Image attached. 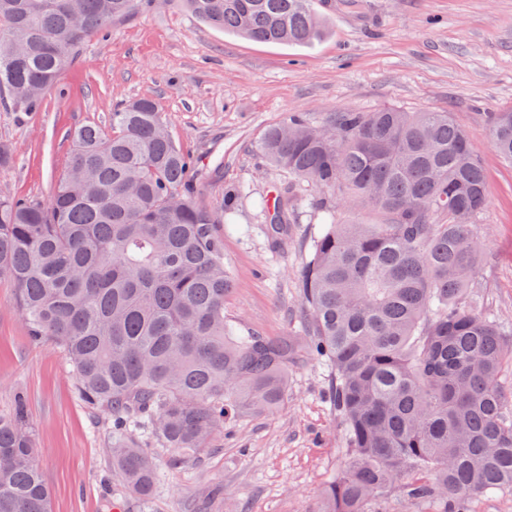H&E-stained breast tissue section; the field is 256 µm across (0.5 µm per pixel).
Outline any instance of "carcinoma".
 Listing matches in <instances>:
<instances>
[{"mask_svg": "<svg viewBox=\"0 0 512 512\" xmlns=\"http://www.w3.org/2000/svg\"><path fill=\"white\" fill-rule=\"evenodd\" d=\"M205 23L258 42L310 45L318 0H180ZM158 0H0V104L35 112L93 34ZM512 166V111L483 112ZM47 202L0 196V275L36 341L69 357L79 397L112 430V471L150 498V448L184 464L241 415L279 410L288 365L315 356L334 379L344 463L318 512H374L398 490L441 512L512 489V324L482 308L473 275L487 204L476 147L449 112L293 113L260 149L292 182L277 192L272 247L317 206L298 291L300 332L262 336L224 317V202L199 198L191 159L152 98L112 112V130L73 131ZM306 181L324 192L296 193ZM379 216L338 224L329 194ZM23 406L0 415V512H50Z\"/></svg>", "mask_w": 512, "mask_h": 512, "instance_id": "obj_1", "label": "carcinoma"}]
</instances>
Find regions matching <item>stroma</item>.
Wrapping results in <instances>:
<instances>
[{
    "mask_svg": "<svg viewBox=\"0 0 512 512\" xmlns=\"http://www.w3.org/2000/svg\"><path fill=\"white\" fill-rule=\"evenodd\" d=\"M328 32L311 46L258 43L224 33L174 0L90 36L76 63L36 112L0 105V142L14 146L0 194L45 202L62 177L70 131L112 126L117 104L150 97L193 158L206 200H227L224 262L234 275L224 314L266 336L297 330L305 316L297 283L302 238L322 222L308 207L296 240L274 251L256 202L287 182L258 144L291 113L318 122L330 112L453 113L487 175L479 219L478 295L512 322V166L495 152L481 115L512 110V0H334ZM0 275V413L24 401L51 512H317L322 489L343 463L344 431L330 404L331 378L308 358L288 369L283 409L245 415L212 448L183 465L155 449L163 472L140 503L112 472V434L88 409L73 367L53 341L33 340Z\"/></svg>",
    "mask_w": 512,
    "mask_h": 512,
    "instance_id": "1",
    "label": "stroma"
}]
</instances>
